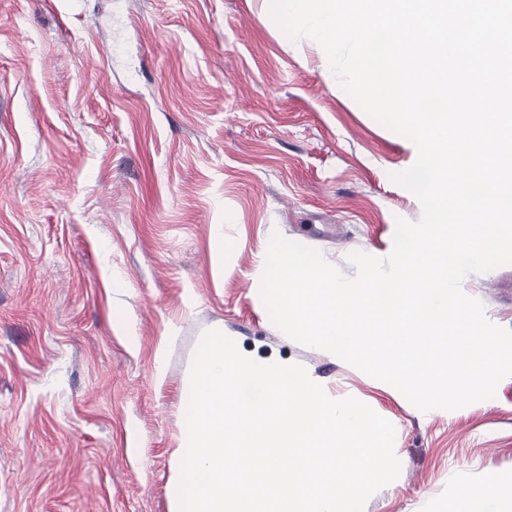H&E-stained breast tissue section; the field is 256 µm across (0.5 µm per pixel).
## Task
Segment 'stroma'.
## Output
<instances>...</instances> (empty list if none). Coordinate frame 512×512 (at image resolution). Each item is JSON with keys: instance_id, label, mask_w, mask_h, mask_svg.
<instances>
[{"instance_id": "stroma-1", "label": "stroma", "mask_w": 512, "mask_h": 512, "mask_svg": "<svg viewBox=\"0 0 512 512\" xmlns=\"http://www.w3.org/2000/svg\"><path fill=\"white\" fill-rule=\"evenodd\" d=\"M414 163L263 0H0V512H170L181 387L217 327L397 426L403 467L363 512L512 478V376L424 414L260 296L276 232L350 276L351 253L387 257L422 215L392 179ZM462 288L512 329V264Z\"/></svg>"}]
</instances>
